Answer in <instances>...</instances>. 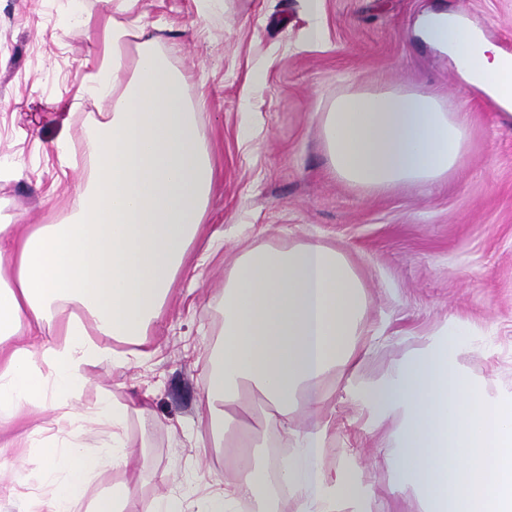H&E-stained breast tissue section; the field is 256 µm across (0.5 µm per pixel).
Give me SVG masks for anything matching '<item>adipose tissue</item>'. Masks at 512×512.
<instances>
[{
  "instance_id": "1",
  "label": "adipose tissue",
  "mask_w": 512,
  "mask_h": 512,
  "mask_svg": "<svg viewBox=\"0 0 512 512\" xmlns=\"http://www.w3.org/2000/svg\"><path fill=\"white\" fill-rule=\"evenodd\" d=\"M420 29L447 50L464 93L490 96L512 122V55L456 13L422 17ZM133 38L126 80L120 51ZM99 39L100 64L78 94L111 96L112 110L86 137L93 178L79 207L64 224L0 223V426L14 431L0 456L28 448L41 462L35 476L0 483V512H237L245 501L277 512L259 453L270 430L295 449L277 464L294 512H373L376 494L323 460L334 422L322 404L335 377L369 419L394 422V487L419 512H512V391L464 369L472 326L450 321L384 379L354 382L381 332L366 321L371 296L351 259L318 240L253 246L224 272L222 340L201 401L213 447L231 449L237 466L223 492L190 507L177 494L142 502L123 481L86 498L102 469L124 465L126 423L144 412L108 393L84 400L86 370L125 367L120 343L150 357L149 330L206 229L214 181L184 74L144 26L112 20ZM318 121L332 176L377 196L446 181L470 139L465 113L445 111L433 90L352 91ZM303 403L317 418L300 429ZM29 408L51 412L54 427L20 423ZM96 436L111 457L87 451Z\"/></svg>"
}]
</instances>
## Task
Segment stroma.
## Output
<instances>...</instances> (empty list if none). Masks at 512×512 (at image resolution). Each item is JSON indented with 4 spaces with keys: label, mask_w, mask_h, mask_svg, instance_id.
Returning <instances> with one entry per match:
<instances>
[{
    "label": "stroma",
    "mask_w": 512,
    "mask_h": 512,
    "mask_svg": "<svg viewBox=\"0 0 512 512\" xmlns=\"http://www.w3.org/2000/svg\"><path fill=\"white\" fill-rule=\"evenodd\" d=\"M75 9L83 21L65 20ZM448 10L512 52V0H325L316 44L307 41L305 0H223L207 20L195 0H140L137 15L186 77L215 164L206 222L222 238L204 266L175 281L149 336L155 354L120 371L88 368L85 398L109 392L149 403L146 417L127 422L125 466L102 473L89 494L131 476L143 500L219 488L230 467L200 421V401L224 271L249 245L319 239L349 255L371 295L368 316L385 327L361 380L382 379L423 335L458 318L476 331L464 365L512 388V127L490 97L462 98L447 53L419 34L421 15ZM112 18H128L119 0H0V216L58 224L76 210L91 164L61 169L52 146L80 148L103 110L76 92ZM377 86L434 89L446 110L466 107L468 151L448 182L375 196L330 174L317 113ZM325 411L336 420L323 450L330 469L365 487L392 481L379 463L392 423L361 416L336 384Z\"/></svg>",
    "instance_id": "obj_1"
}]
</instances>
